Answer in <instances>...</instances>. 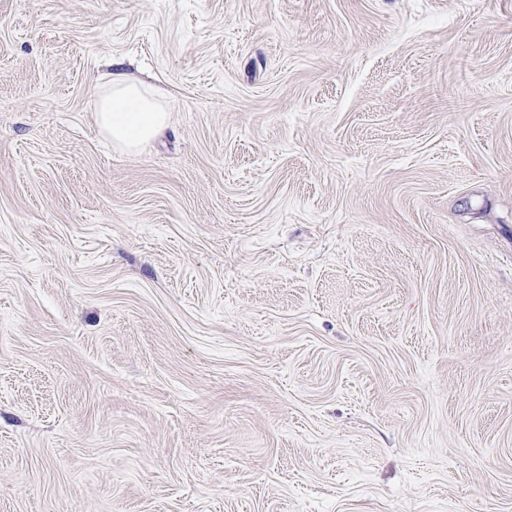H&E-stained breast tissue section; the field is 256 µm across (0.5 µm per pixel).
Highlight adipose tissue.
<instances>
[{
	"label": "adipose tissue",
	"instance_id": "1",
	"mask_svg": "<svg viewBox=\"0 0 512 512\" xmlns=\"http://www.w3.org/2000/svg\"><path fill=\"white\" fill-rule=\"evenodd\" d=\"M97 119L105 136L126 151L138 149L168 122L158 98L126 73L112 75L109 92L97 102Z\"/></svg>",
	"mask_w": 512,
	"mask_h": 512
}]
</instances>
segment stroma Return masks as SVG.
<instances>
[{"label":"stroma","instance_id":"35a3bbf8","mask_svg":"<svg viewBox=\"0 0 512 512\" xmlns=\"http://www.w3.org/2000/svg\"><path fill=\"white\" fill-rule=\"evenodd\" d=\"M0 512H512V0H0ZM144 87L125 72H112L109 93L96 105L105 136L126 151H135L168 123V112L159 98Z\"/></svg>","mask_w":512,"mask_h":512}]
</instances>
